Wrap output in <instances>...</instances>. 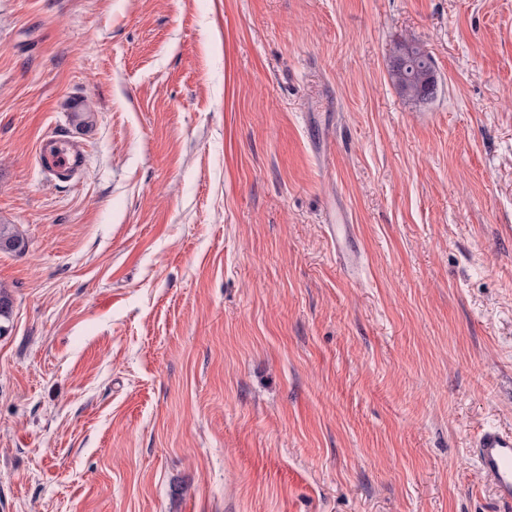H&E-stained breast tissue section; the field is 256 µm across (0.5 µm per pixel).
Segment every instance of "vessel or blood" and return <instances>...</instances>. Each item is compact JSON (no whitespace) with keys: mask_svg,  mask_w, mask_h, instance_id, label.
<instances>
[{"mask_svg":"<svg viewBox=\"0 0 512 512\" xmlns=\"http://www.w3.org/2000/svg\"><path fill=\"white\" fill-rule=\"evenodd\" d=\"M36 161L47 174L69 181L83 172L86 148L69 135L51 133L43 137ZM328 230L344 270H354L358 255L348 247L353 237L352 225L332 224ZM473 451L481 471L492 480L499 501L512 505V429H482L473 442Z\"/></svg>","mask_w":512,"mask_h":512,"instance_id":"1","label":"vessel or blood"}]
</instances>
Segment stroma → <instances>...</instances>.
Wrapping results in <instances>:
<instances>
[{"label": "stroma", "mask_w": 512, "mask_h": 512, "mask_svg": "<svg viewBox=\"0 0 512 512\" xmlns=\"http://www.w3.org/2000/svg\"><path fill=\"white\" fill-rule=\"evenodd\" d=\"M0 224V512H500L512 0H0ZM409 46H413L414 58L412 60V66L409 68L407 75L409 82L407 84L400 83L395 79L400 92L414 99L413 90L418 89L420 84L423 82L428 71H434V60L429 51H427L422 45L418 43H409ZM36 161L48 175L70 181L85 168L86 148L68 134H47L41 141ZM353 224H329L331 239L336 242V254L344 270L349 272L356 269L358 264L357 252L348 249L347 243L353 238ZM472 447L499 501L512 506V429L488 426L480 431Z\"/></svg>", "instance_id": "stroma-1"}]
</instances>
